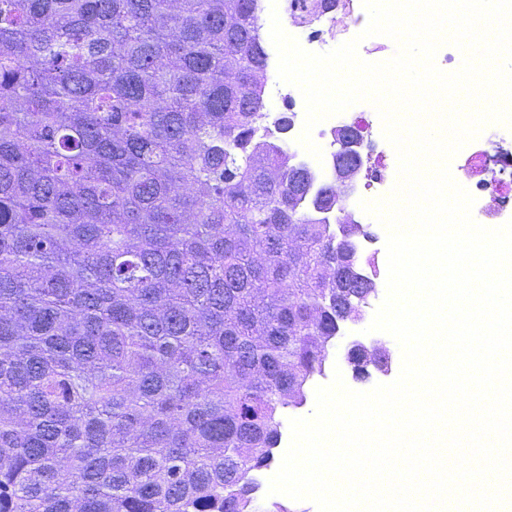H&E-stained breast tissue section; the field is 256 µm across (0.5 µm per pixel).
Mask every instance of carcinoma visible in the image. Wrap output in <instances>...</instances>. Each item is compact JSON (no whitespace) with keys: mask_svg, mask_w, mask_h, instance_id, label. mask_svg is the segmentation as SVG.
Returning a JSON list of instances; mask_svg holds the SVG:
<instances>
[{"mask_svg":"<svg viewBox=\"0 0 512 512\" xmlns=\"http://www.w3.org/2000/svg\"><path fill=\"white\" fill-rule=\"evenodd\" d=\"M250 0H0V512H252L374 280L266 154ZM304 391H305L306 398L301 404H299V407L289 406L284 409H281L280 421L282 423L281 430L283 432L288 431V423L290 424V419L308 417L313 414L314 409H315L316 390L309 388L308 384H306ZM290 443H291V432L288 431V434H286V436L284 438L281 436L279 444H278V448H275L273 451L271 461L274 460L275 458L282 460Z\"/></svg>","mask_w":512,"mask_h":512,"instance_id":"obj_1","label":"carcinoma"}]
</instances>
